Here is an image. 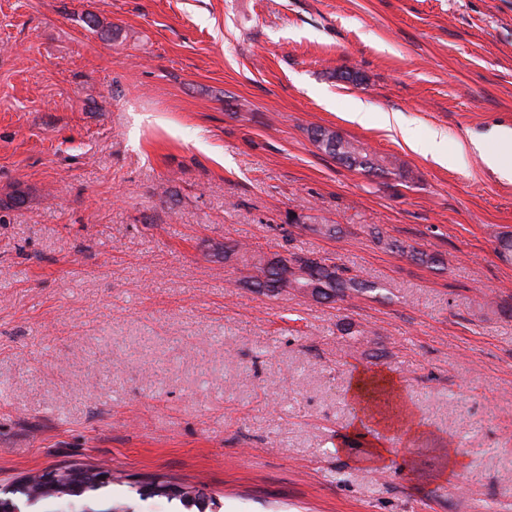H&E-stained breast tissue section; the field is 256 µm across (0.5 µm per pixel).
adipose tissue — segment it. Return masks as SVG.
<instances>
[{
  "label": "adipose tissue",
  "mask_w": 512,
  "mask_h": 512,
  "mask_svg": "<svg viewBox=\"0 0 512 512\" xmlns=\"http://www.w3.org/2000/svg\"><path fill=\"white\" fill-rule=\"evenodd\" d=\"M349 397L357 407L350 434L360 437L374 429L378 434L400 431L412 441L426 437V428L403 401L400 383L391 374L381 370H355Z\"/></svg>",
  "instance_id": "adipose-tissue-1"
}]
</instances>
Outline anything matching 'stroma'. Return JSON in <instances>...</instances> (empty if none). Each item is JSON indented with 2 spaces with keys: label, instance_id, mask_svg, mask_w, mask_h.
<instances>
[{
  "label": "stroma",
  "instance_id": "1",
  "mask_svg": "<svg viewBox=\"0 0 512 512\" xmlns=\"http://www.w3.org/2000/svg\"><path fill=\"white\" fill-rule=\"evenodd\" d=\"M505 133L512 0H0V488L107 467L94 512H198L154 482L212 512H512V178L470 145ZM241 243L381 288L259 290ZM357 368L430 432L386 434L382 470L336 450ZM377 124L388 131L397 132L412 149H417L411 130L402 123L398 113L381 112ZM311 139L324 153L341 161L350 168L367 174L384 171L383 165L363 147L346 140L335 130L318 127L311 131Z\"/></svg>",
  "mask_w": 512,
  "mask_h": 512
}]
</instances>
